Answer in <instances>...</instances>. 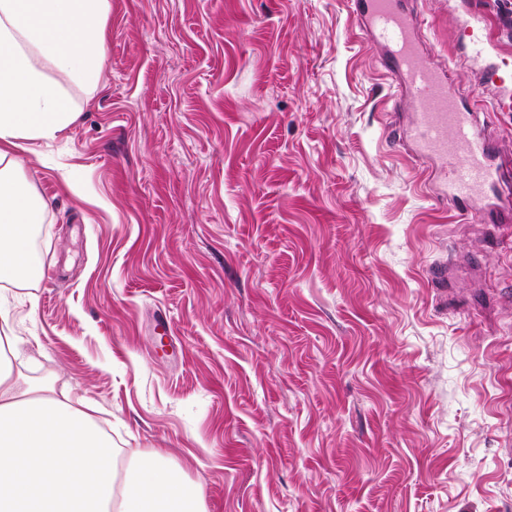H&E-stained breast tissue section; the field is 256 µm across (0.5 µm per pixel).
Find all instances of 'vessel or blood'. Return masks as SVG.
I'll return each instance as SVG.
<instances>
[{
  "label": "vessel or blood",
  "mask_w": 512,
  "mask_h": 512,
  "mask_svg": "<svg viewBox=\"0 0 512 512\" xmlns=\"http://www.w3.org/2000/svg\"><path fill=\"white\" fill-rule=\"evenodd\" d=\"M354 15L382 61L396 77L393 108L409 105L403 146L440 163L444 196L463 218L500 223L503 186L512 184L496 160V147L479 120L476 100H463L452 80L422 62L420 21L403 0H354Z\"/></svg>",
  "instance_id": "vessel-or-blood-1"
}]
</instances>
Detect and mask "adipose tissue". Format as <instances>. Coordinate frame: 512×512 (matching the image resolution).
<instances>
[{
	"instance_id": "obj_1",
	"label": "adipose tissue",
	"mask_w": 512,
	"mask_h": 512,
	"mask_svg": "<svg viewBox=\"0 0 512 512\" xmlns=\"http://www.w3.org/2000/svg\"><path fill=\"white\" fill-rule=\"evenodd\" d=\"M111 11V0H0L1 289L39 269L32 235L44 210L19 152L79 121L62 79L97 89ZM11 346L0 332V512H204L199 489L162 455L119 476L117 449L80 402L21 387L3 361Z\"/></svg>"
}]
</instances>
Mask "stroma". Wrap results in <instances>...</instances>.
I'll return each mask as SVG.
<instances>
[{
    "label": "stroma",
    "instance_id": "1",
    "mask_svg": "<svg viewBox=\"0 0 512 512\" xmlns=\"http://www.w3.org/2000/svg\"><path fill=\"white\" fill-rule=\"evenodd\" d=\"M512 158V0H410ZM82 117L23 153L16 373L160 453L206 512H512V224L402 149L352 0H112ZM447 264L448 286L429 269Z\"/></svg>",
    "mask_w": 512,
    "mask_h": 512
}]
</instances>
